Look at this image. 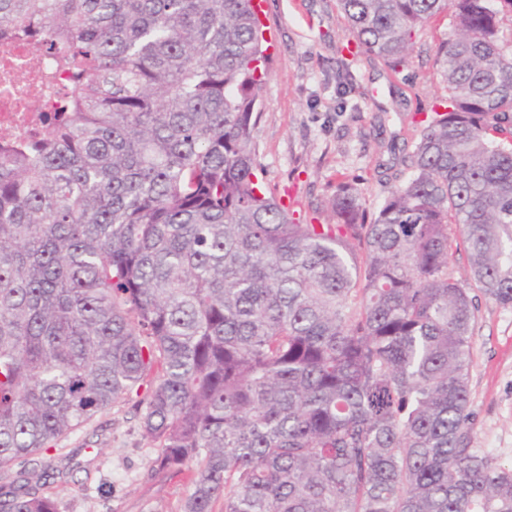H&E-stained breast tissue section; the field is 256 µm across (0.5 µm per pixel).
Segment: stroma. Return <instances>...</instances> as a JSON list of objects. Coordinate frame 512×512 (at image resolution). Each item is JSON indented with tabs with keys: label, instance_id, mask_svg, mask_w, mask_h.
Instances as JSON below:
<instances>
[{
	"label": "stroma",
	"instance_id": "35a3bbf8",
	"mask_svg": "<svg viewBox=\"0 0 512 512\" xmlns=\"http://www.w3.org/2000/svg\"><path fill=\"white\" fill-rule=\"evenodd\" d=\"M270 41L253 130L263 185L291 199L296 221L332 224L329 201L344 178L359 179L360 202L376 212L392 186L395 155L412 152L423 113L445 95L436 51L448 31L439 15L420 29L407 68L394 74L361 51L336 0H260ZM347 60L353 80L336 85ZM469 389L474 445L512 464V307L477 295ZM42 489L57 512H181L190 471L159 470L133 401L116 403L62 438Z\"/></svg>",
	"mask_w": 512,
	"mask_h": 512
}]
</instances>
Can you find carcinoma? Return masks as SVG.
<instances>
[{
    "instance_id": "1",
    "label": "carcinoma",
    "mask_w": 512,
    "mask_h": 512,
    "mask_svg": "<svg viewBox=\"0 0 512 512\" xmlns=\"http://www.w3.org/2000/svg\"><path fill=\"white\" fill-rule=\"evenodd\" d=\"M395 70L418 29L447 111L368 216L298 224L256 174L268 57L252 0H0L71 83L43 136L0 147V468L139 389L182 512H512L473 446V289L512 307V0H336ZM468 253L449 273L448 226ZM48 470L0 512H56Z\"/></svg>"
}]
</instances>
